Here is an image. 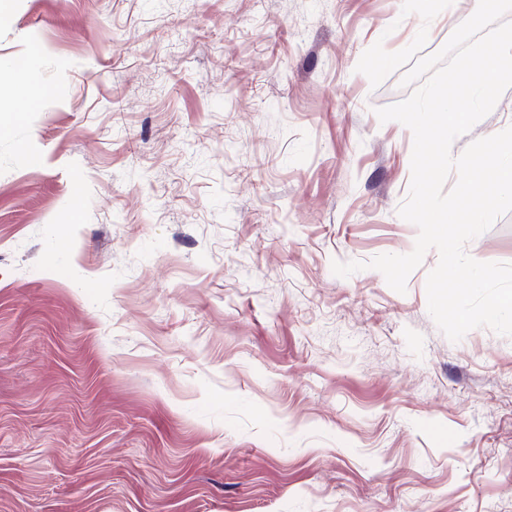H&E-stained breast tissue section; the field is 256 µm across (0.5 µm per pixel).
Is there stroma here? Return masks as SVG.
Wrapping results in <instances>:
<instances>
[{
    "label": "stroma",
    "instance_id": "1",
    "mask_svg": "<svg viewBox=\"0 0 512 512\" xmlns=\"http://www.w3.org/2000/svg\"><path fill=\"white\" fill-rule=\"evenodd\" d=\"M478 0H12L0 512H512V337L333 261L410 253L376 109ZM512 126V88L451 148ZM466 252L512 263V212ZM0 81L1 83L6 81L13 88H18L25 102L30 105H34L45 93L38 83L33 62L25 68L1 65Z\"/></svg>",
    "mask_w": 512,
    "mask_h": 512
}]
</instances>
